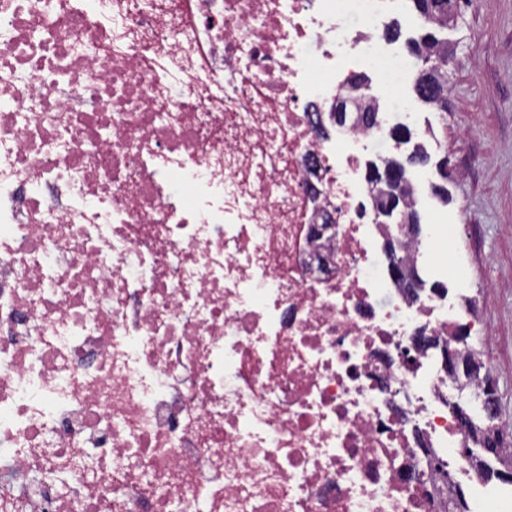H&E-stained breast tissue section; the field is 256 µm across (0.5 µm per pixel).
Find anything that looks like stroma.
I'll return each instance as SVG.
<instances>
[{
  "label": "stroma",
  "instance_id": "obj_1",
  "mask_svg": "<svg viewBox=\"0 0 512 512\" xmlns=\"http://www.w3.org/2000/svg\"><path fill=\"white\" fill-rule=\"evenodd\" d=\"M449 40L445 110L434 120L432 161L458 174L449 202L457 216L444 258L462 253L471 271L474 317L491 336L499 379L500 426H512V0H458Z\"/></svg>",
  "mask_w": 512,
  "mask_h": 512
}]
</instances>
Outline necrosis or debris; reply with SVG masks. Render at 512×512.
I'll return each instance as SVG.
<instances>
[{
	"label": "necrosis or debris",
	"instance_id": "4bbe7bcc",
	"mask_svg": "<svg viewBox=\"0 0 512 512\" xmlns=\"http://www.w3.org/2000/svg\"><path fill=\"white\" fill-rule=\"evenodd\" d=\"M404 0H0V512H512L414 330H475L426 214L402 294L366 154ZM379 128L336 125L357 77ZM404 406H396V395ZM389 272L391 278L399 287L403 288L411 296H416L421 291L420 279L422 285H424L423 279L414 270H403L397 265H391Z\"/></svg>",
	"mask_w": 512,
	"mask_h": 512
}]
</instances>
